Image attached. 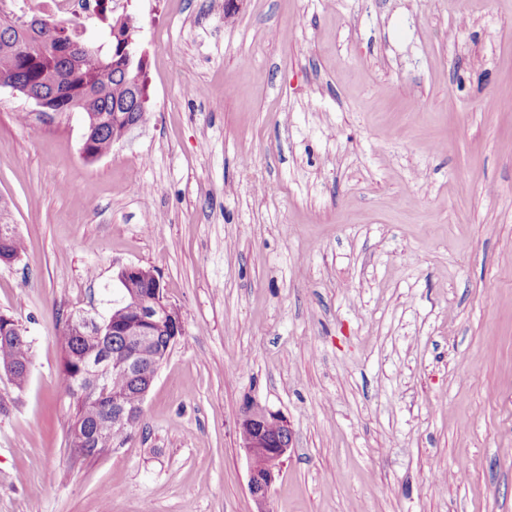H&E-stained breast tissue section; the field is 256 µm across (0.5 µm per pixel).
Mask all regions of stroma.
Returning <instances> with one entry per match:
<instances>
[{"label":"stroma","mask_w":512,"mask_h":512,"mask_svg":"<svg viewBox=\"0 0 512 512\" xmlns=\"http://www.w3.org/2000/svg\"><path fill=\"white\" fill-rule=\"evenodd\" d=\"M225 3L112 0L151 114L100 159L0 89V314L31 341L0 512H258L249 400L292 430L269 512H512V0ZM126 266L183 334L141 427L76 462L59 331Z\"/></svg>","instance_id":"stroma-1"}]
</instances>
